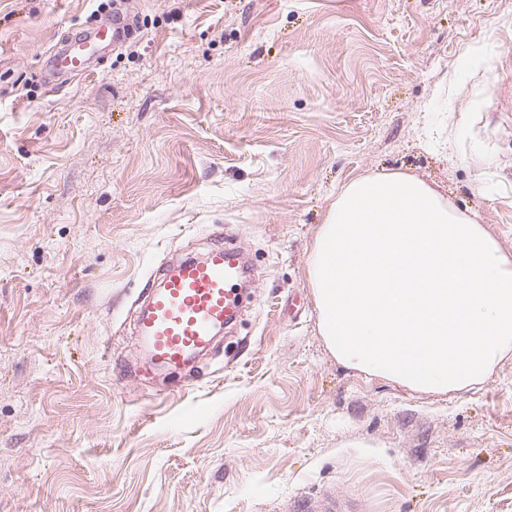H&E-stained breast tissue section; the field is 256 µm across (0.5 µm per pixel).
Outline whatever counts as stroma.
I'll list each match as a JSON object with an SVG mask.
<instances>
[{"instance_id": "1", "label": "stroma", "mask_w": 512, "mask_h": 512, "mask_svg": "<svg viewBox=\"0 0 512 512\" xmlns=\"http://www.w3.org/2000/svg\"><path fill=\"white\" fill-rule=\"evenodd\" d=\"M118 0H0V512H512V358L479 388L350 370L311 246L339 191L406 171L512 252V0H135L97 71L42 80ZM231 230L241 322L140 365L137 299ZM303 512H360L359 504L349 503L334 494H320L301 501Z\"/></svg>"}]
</instances>
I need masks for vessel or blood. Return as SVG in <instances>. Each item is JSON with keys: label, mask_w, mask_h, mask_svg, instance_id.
Instances as JSON below:
<instances>
[{"label": "vessel or blood", "mask_w": 512, "mask_h": 512, "mask_svg": "<svg viewBox=\"0 0 512 512\" xmlns=\"http://www.w3.org/2000/svg\"><path fill=\"white\" fill-rule=\"evenodd\" d=\"M118 20L106 17L94 30L95 40L106 47L119 40ZM49 58L55 68L45 84L56 91L58 74L67 78L91 74V63L82 51L64 55L53 51ZM244 269L236 247L223 239L212 243L205 258L179 260L176 267H163L154 275L147 292L145 309L135 322V333L151 365L170 374L180 373L201 352L209 349L225 326L241 315L236 285ZM303 512H361L360 505L332 494L302 499Z\"/></svg>", "instance_id": "1"}]
</instances>
